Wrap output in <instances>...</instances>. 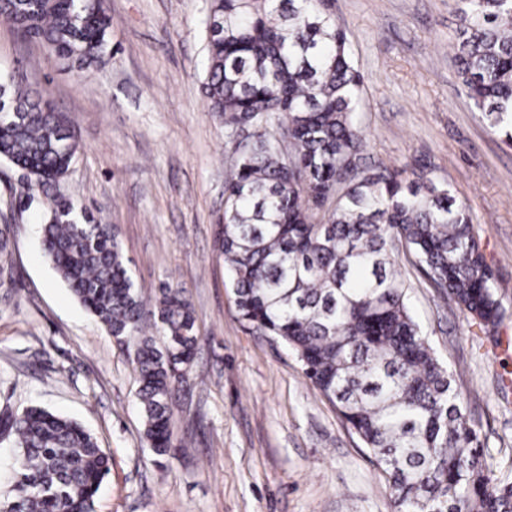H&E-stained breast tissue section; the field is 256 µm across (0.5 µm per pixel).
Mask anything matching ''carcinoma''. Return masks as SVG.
<instances>
[{
	"label": "carcinoma",
	"instance_id": "1",
	"mask_svg": "<svg viewBox=\"0 0 512 512\" xmlns=\"http://www.w3.org/2000/svg\"><path fill=\"white\" fill-rule=\"evenodd\" d=\"M326 0H211L203 87L243 138L224 190L217 242L241 319L285 346L388 476L395 512H512V481L492 477L463 393L415 317L395 269L402 245L441 298L484 326L502 318L466 209L419 162H364L363 76ZM453 46L466 96L512 141V0H458ZM0 19L69 67L108 57L103 0H4ZM67 118L0 75V159L28 189L56 186L78 152ZM62 200L43 250L138 376L143 438L171 445L179 384L199 336L183 288L152 308L110 224L79 223ZM13 437L12 512H94L109 457L77 421L31 406L0 411Z\"/></svg>",
	"mask_w": 512,
	"mask_h": 512
}]
</instances>
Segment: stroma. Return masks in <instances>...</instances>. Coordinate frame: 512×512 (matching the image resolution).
<instances>
[{"label":"stroma","instance_id":"obj_1","mask_svg":"<svg viewBox=\"0 0 512 512\" xmlns=\"http://www.w3.org/2000/svg\"><path fill=\"white\" fill-rule=\"evenodd\" d=\"M108 63L71 70L0 21V73L65 113L80 149L59 191L118 233L145 298L184 288L199 342L173 408L168 454L143 440L127 356L44 256L52 195L25 197L0 160L10 283L0 288V408L37 405L79 422L110 458L95 512H394L386 476L278 341L241 320L214 232L234 144L203 89L210 0H106ZM364 75V155L416 159L469 212L505 308L497 327L441 301L405 254L413 311L512 481V145L465 95L447 46L456 0H333Z\"/></svg>","mask_w":512,"mask_h":512}]
</instances>
